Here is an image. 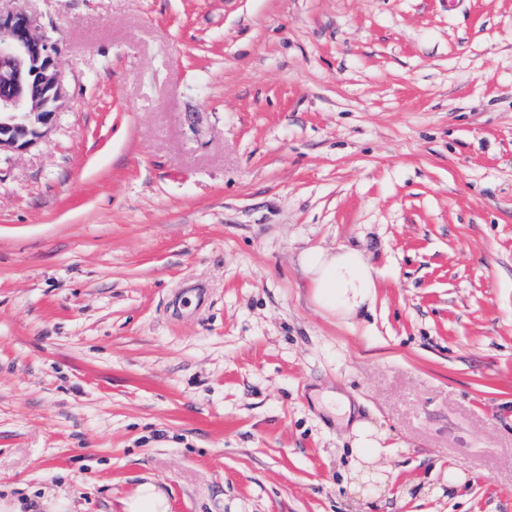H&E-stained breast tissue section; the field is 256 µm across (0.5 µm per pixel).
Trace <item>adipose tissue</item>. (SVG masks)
Listing matches in <instances>:
<instances>
[{
    "label": "adipose tissue",
    "mask_w": 512,
    "mask_h": 512,
    "mask_svg": "<svg viewBox=\"0 0 512 512\" xmlns=\"http://www.w3.org/2000/svg\"><path fill=\"white\" fill-rule=\"evenodd\" d=\"M300 264L314 302L325 312L350 317L372 304L375 273L358 250L345 248L327 253L311 249L302 254Z\"/></svg>",
    "instance_id": "obj_1"
}]
</instances>
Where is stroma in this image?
Returning <instances> with one entry per match:
<instances>
[{
    "label": "stroma",
    "instance_id": "1",
    "mask_svg": "<svg viewBox=\"0 0 512 512\" xmlns=\"http://www.w3.org/2000/svg\"><path fill=\"white\" fill-rule=\"evenodd\" d=\"M18 8L68 94L0 155V500L512 512V0ZM300 264L314 302L325 312L348 318L373 303L374 269L358 250L345 248L326 253L311 249L302 254ZM354 434L356 438L353 443V449L358 458L369 462L379 454V448H381L379 437L370 427L356 424L354 426ZM122 504L123 512H170L171 509L169 499L152 479L140 483Z\"/></svg>",
    "mask_w": 512,
    "mask_h": 512
}]
</instances>
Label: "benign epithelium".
Returning <instances> with one entry per match:
<instances>
[{"mask_svg":"<svg viewBox=\"0 0 512 512\" xmlns=\"http://www.w3.org/2000/svg\"><path fill=\"white\" fill-rule=\"evenodd\" d=\"M56 47L34 32L28 14H0V153L44 138L67 95Z\"/></svg>","mask_w":512,"mask_h":512,"instance_id":"7a95c632","label":"benign epithelium"}]
</instances>
